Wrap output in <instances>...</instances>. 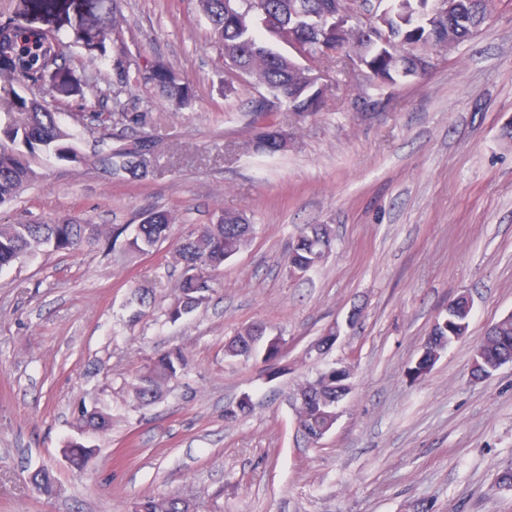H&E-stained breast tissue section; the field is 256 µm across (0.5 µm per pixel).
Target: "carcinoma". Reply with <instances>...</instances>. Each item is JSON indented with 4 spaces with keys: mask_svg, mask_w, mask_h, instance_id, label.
Here are the masks:
<instances>
[{
    "mask_svg": "<svg viewBox=\"0 0 512 512\" xmlns=\"http://www.w3.org/2000/svg\"><path fill=\"white\" fill-rule=\"evenodd\" d=\"M198 11L211 28L214 45L224 57V66L247 75L250 84L262 88V102H250L248 111L280 112L299 115L317 112L338 84L331 77L316 78L306 64V54L314 55L319 65L330 60L338 64L358 60L367 68L369 78L358 82L348 78L346 86L362 95L367 86L382 90L428 72L421 63L433 59L439 46L453 47L471 39L491 17L495 0H457L456 15L448 18L433 8L432 0H373V29L336 28L331 20L336 0H195ZM38 12L61 17L66 0H29ZM408 12L422 16L419 25L403 29V41L394 45L374 39L372 31L394 28ZM124 16L112 7V28L102 40H112L116 49L112 70V112L119 117L125 135L111 142L108 152L90 159L77 150L73 140L80 117L69 115L71 123L60 118L51 93L41 81L50 69L63 70V24L53 33L14 25H0V77H6L28 89H37L30 102L29 120L22 128L0 122V204L21 196L37 179L33 163L40 153H50L61 161L93 165L112 170V175L132 178L147 175L159 141L144 132L151 114L131 111L122 95L146 83L174 107L190 105L192 89L188 81L170 64L155 57L132 60L123 45ZM256 151L275 154L286 150L288 135L272 125L258 127L252 138ZM173 224L166 210L150 208L141 213L131 247L148 252L167 237ZM253 225L236 212L223 211L216 220L191 235L177 250L182 266L174 300L168 310L172 321L206 304L224 264L250 242ZM111 233L99 224L68 217L53 224H31L17 220L0 222V271L27 255L42 251L70 252L84 243L109 245ZM334 241L327 224H313L294 240L286 267L312 268L320 264ZM473 301L461 294L452 299L431 326L424 344L425 356L415 364L413 373H429L441 352L468 333ZM224 356L265 362L281 358L279 340L266 336L258 326H246L224 346ZM512 363V315L487 328L472 357V376L484 379L500 367ZM185 365L181 350L173 349L150 359L131 385L133 400L139 404L156 401ZM349 395L345 379L336 369L318 373L299 388L297 420L303 436L317 444L336 424V408ZM81 432L104 433L112 427V417L101 410L86 411L79 418ZM73 467L83 470L96 450L77 439L62 448ZM140 512H195V506L174 495H153L135 503Z\"/></svg>",
    "mask_w": 512,
    "mask_h": 512,
    "instance_id": "obj_1",
    "label": "carcinoma"
}]
</instances>
